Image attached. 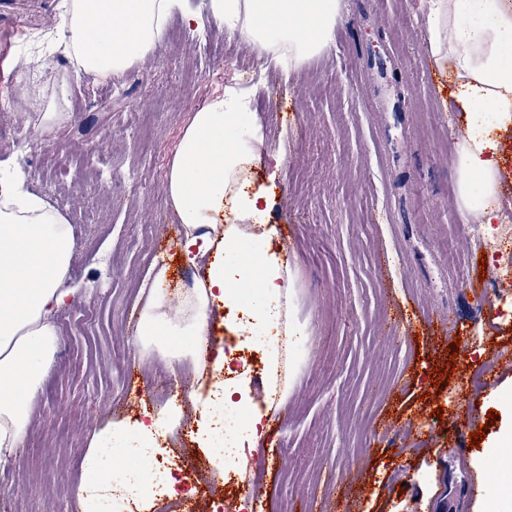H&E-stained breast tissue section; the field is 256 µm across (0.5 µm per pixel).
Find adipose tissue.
<instances>
[{"label": "adipose tissue", "mask_w": 512, "mask_h": 512, "mask_svg": "<svg viewBox=\"0 0 512 512\" xmlns=\"http://www.w3.org/2000/svg\"><path fill=\"white\" fill-rule=\"evenodd\" d=\"M208 7L229 35L246 38L261 60L288 72L328 46L338 0H208ZM425 7L429 53L437 65L451 64L459 82L456 106L471 121L490 112L498 127L511 126L512 65L504 63L502 48L512 43V0H470L473 19L466 25L457 19L455 0H425ZM58 10L57 50L79 71L102 80L151 54L173 12H180L187 29L196 27L188 0H60ZM252 100L250 90L235 86L210 97L194 112L170 161L167 193L188 263L238 244L241 225L266 224L272 201L247 178L261 159L262 128L255 123L247 134L238 132ZM499 153L497 137L478 129L458 143L454 159L461 200H468L471 182L482 185L487 200L481 218L488 227L499 218ZM71 253L66 221L56 208L23 192L19 183L0 185V464L14 460L27 439L30 401L55 353L52 316L74 293ZM148 275L152 287L142 314L148 336H206L212 304L235 308L243 285L257 283L263 294L279 298L291 286L287 261L272 250L254 264L209 262L187 319L174 323L162 313L165 269ZM162 425L178 432L181 410L168 407L143 421H110L95 430L83 453L78 499L100 503L151 491L149 480L119 487L101 448L131 432L141 448H151Z\"/></svg>", "instance_id": "adipose-tissue-1"}]
</instances>
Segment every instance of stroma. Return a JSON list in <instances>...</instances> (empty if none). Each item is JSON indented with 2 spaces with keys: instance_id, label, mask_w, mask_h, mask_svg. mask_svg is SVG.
<instances>
[{
  "instance_id": "35a3bbf8",
  "label": "stroma",
  "mask_w": 512,
  "mask_h": 512,
  "mask_svg": "<svg viewBox=\"0 0 512 512\" xmlns=\"http://www.w3.org/2000/svg\"><path fill=\"white\" fill-rule=\"evenodd\" d=\"M14 2L0 19L14 32L0 50V92L9 93L0 99V169L23 170L26 189L43 198L63 189L77 292L30 403L26 445L0 468V512L17 501L43 512L49 495L69 512L91 434L164 409L165 380L183 409L181 430L158 438L148 458L135 436L113 441L123 464L112 475L137 481L164 458L191 486L193 468L214 456L197 424L227 378L266 414L263 465L238 490L240 512H512V497L475 485L481 471L499 472L512 430V371L492 366L512 351V290L479 298V217L463 209L450 162L471 124L455 104L452 68L427 51L425 0H339L332 42L286 76L216 24L207 0H190L198 32L173 14L123 90L70 79L72 119L50 141L33 127L57 86L31 90L14 62L33 35L56 28L58 9ZM236 85L256 88L264 163L248 178L273 205L265 234L218 256L233 266L252 248L280 249L292 280L283 304L292 351L270 372L263 329L244 331L219 307L214 346L250 366L204 374L194 337L173 346L139 335V287L155 264L167 269L171 301L204 277L206 263L180 259L165 176L194 112ZM21 135L44 153L42 166H22L13 148ZM482 365L488 400L466 382ZM481 426L484 439L471 444Z\"/></svg>"
}]
</instances>
